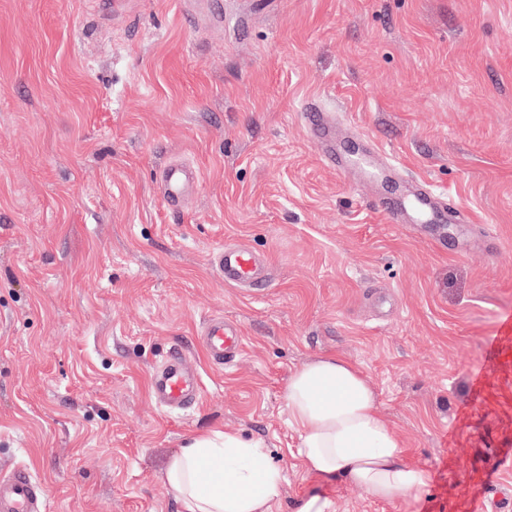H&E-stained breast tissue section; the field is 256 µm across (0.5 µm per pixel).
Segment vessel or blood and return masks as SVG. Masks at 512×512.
<instances>
[{
  "instance_id": "1",
  "label": "vessel or blood",
  "mask_w": 512,
  "mask_h": 512,
  "mask_svg": "<svg viewBox=\"0 0 512 512\" xmlns=\"http://www.w3.org/2000/svg\"><path fill=\"white\" fill-rule=\"evenodd\" d=\"M307 135L317 149L321 161L330 167L344 169L341 153L336 148V127L327 117L319 99H309L301 114ZM199 181V173L182 163L167 164L158 189L170 209H179ZM379 211L390 223H400L405 214H413L426 224L448 217L446 203L421 185L407 190L393 204H379ZM218 276L235 287L258 288L267 281V261L251 249L224 244L215 248L212 258ZM205 351L212 364L221 366L242 351V331L237 323L221 316L208 318L201 330ZM151 393L164 411L178 413L195 407L200 399L197 375L190 371L181 353L174 352L155 369ZM47 492L23 466L13 467L0 475V512H46Z\"/></svg>"
}]
</instances>
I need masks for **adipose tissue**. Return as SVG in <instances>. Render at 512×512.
Instances as JSON below:
<instances>
[{
  "mask_svg": "<svg viewBox=\"0 0 512 512\" xmlns=\"http://www.w3.org/2000/svg\"><path fill=\"white\" fill-rule=\"evenodd\" d=\"M285 397L308 474L346 478L386 503L425 486L427 472L403 458L367 376L343 356L325 355L297 368ZM164 480L180 512H271L284 474L259 442L210 430L168 460Z\"/></svg>",
  "mask_w": 512,
  "mask_h": 512,
  "instance_id": "ef3b65f1",
  "label": "adipose tissue"
}]
</instances>
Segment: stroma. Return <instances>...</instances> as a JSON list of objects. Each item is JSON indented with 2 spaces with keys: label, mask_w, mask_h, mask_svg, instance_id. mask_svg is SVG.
<instances>
[{
  "label": "stroma",
  "mask_w": 512,
  "mask_h": 512,
  "mask_svg": "<svg viewBox=\"0 0 512 512\" xmlns=\"http://www.w3.org/2000/svg\"><path fill=\"white\" fill-rule=\"evenodd\" d=\"M0 0V472L47 512H179L163 470L197 433L259 441L338 512H495L512 497V0ZM323 98L374 174L325 167L300 114ZM195 165L177 211L157 190ZM427 182L463 213L389 223ZM227 242L257 290L215 277ZM240 325L211 367L198 331ZM201 399L162 412L171 351ZM357 364L425 487L393 505L309 476L292 372ZM213 267L225 284L235 287L258 288L267 282V261L251 249L224 244L213 252Z\"/></svg>",
  "instance_id": "obj_1"
}]
</instances>
